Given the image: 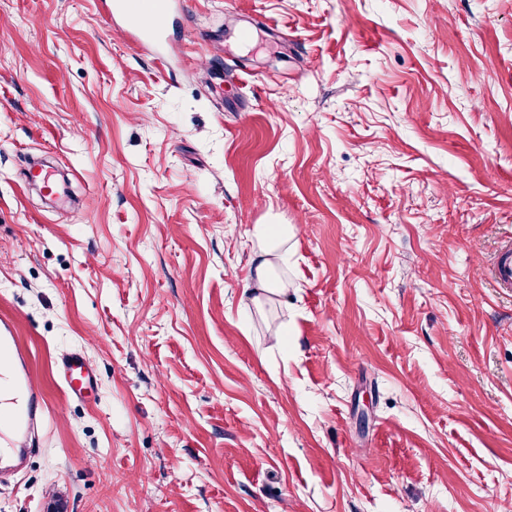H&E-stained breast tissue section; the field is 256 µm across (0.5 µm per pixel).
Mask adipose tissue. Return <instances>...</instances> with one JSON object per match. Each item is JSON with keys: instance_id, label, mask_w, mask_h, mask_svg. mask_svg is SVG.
Instances as JSON below:
<instances>
[{"instance_id": "obj_1", "label": "adipose tissue", "mask_w": 512, "mask_h": 512, "mask_svg": "<svg viewBox=\"0 0 512 512\" xmlns=\"http://www.w3.org/2000/svg\"><path fill=\"white\" fill-rule=\"evenodd\" d=\"M254 242L249 260L246 291L258 307L282 298L288 293V284L278 274L279 262L285 261L282 246L288 237V228L282 224H257L250 231Z\"/></svg>"}]
</instances>
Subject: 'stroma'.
I'll return each mask as SVG.
<instances>
[{"label": "stroma", "instance_id": "stroma-1", "mask_svg": "<svg viewBox=\"0 0 512 512\" xmlns=\"http://www.w3.org/2000/svg\"><path fill=\"white\" fill-rule=\"evenodd\" d=\"M126 24L0 0V317L48 402L0 512H512V0H170L163 66ZM249 233L254 246L245 291L259 308L288 294V282L278 274V262L286 263L287 251L281 249L288 239V225L254 224ZM55 369L58 380L74 399H82V390L95 382V371L82 348H71L57 356Z\"/></svg>", "mask_w": 512, "mask_h": 512}]
</instances>
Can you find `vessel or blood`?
I'll return each mask as SVG.
<instances>
[{"instance_id": "vessel-or-blood-1", "label": "vessel or blood", "mask_w": 512, "mask_h": 512, "mask_svg": "<svg viewBox=\"0 0 512 512\" xmlns=\"http://www.w3.org/2000/svg\"><path fill=\"white\" fill-rule=\"evenodd\" d=\"M166 7H158L149 24H130L128 36L140 44L158 46ZM31 351L23 346L15 324L0 318V478L22 470L41 444L46 424V399L32 376ZM56 375L71 398L79 399L95 381L83 349L58 356Z\"/></svg>"}]
</instances>
